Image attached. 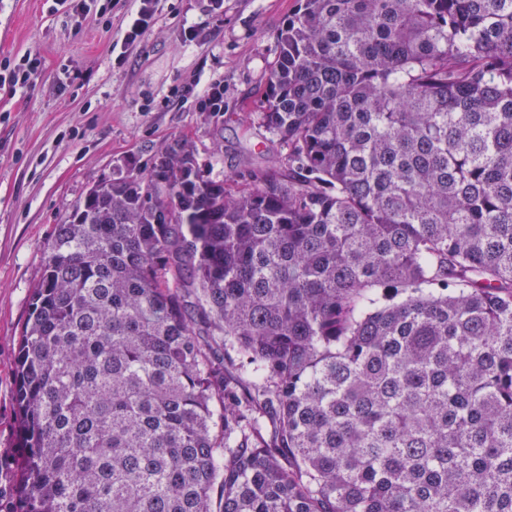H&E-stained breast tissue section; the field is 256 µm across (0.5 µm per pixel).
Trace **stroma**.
I'll return each mask as SVG.
<instances>
[{
    "mask_svg": "<svg viewBox=\"0 0 512 512\" xmlns=\"http://www.w3.org/2000/svg\"><path fill=\"white\" fill-rule=\"evenodd\" d=\"M157 0L142 35L123 44L132 0L76 17L54 0H0V59L38 54L31 87L0 90V506L13 499L15 354L56 225L99 180L126 174L176 139L206 177L250 176L271 136L257 113L278 31L299 0ZM199 25L195 41L184 27ZM224 84V109L182 99L193 80Z\"/></svg>",
    "mask_w": 512,
    "mask_h": 512,
    "instance_id": "obj_1",
    "label": "stroma"
}]
</instances>
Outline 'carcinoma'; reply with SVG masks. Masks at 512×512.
Masks as SVG:
<instances>
[{"instance_id":"1","label":"carcinoma","mask_w":512,"mask_h":512,"mask_svg":"<svg viewBox=\"0 0 512 512\" xmlns=\"http://www.w3.org/2000/svg\"><path fill=\"white\" fill-rule=\"evenodd\" d=\"M277 43L286 154L181 139L56 225L17 512H512V0H301Z\"/></svg>"}]
</instances>
